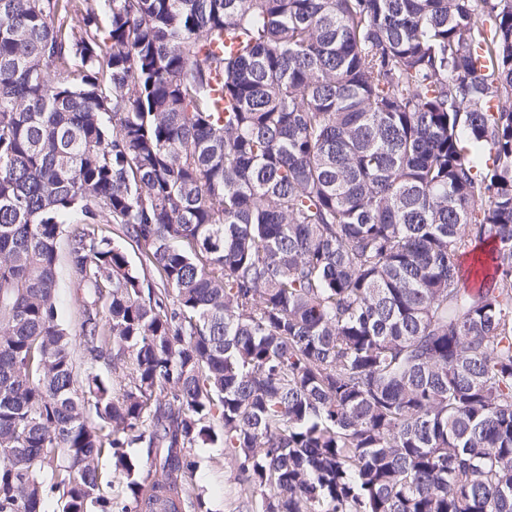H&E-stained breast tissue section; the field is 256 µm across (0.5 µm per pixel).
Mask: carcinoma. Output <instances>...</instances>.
<instances>
[{"mask_svg": "<svg viewBox=\"0 0 512 512\" xmlns=\"http://www.w3.org/2000/svg\"><path fill=\"white\" fill-rule=\"evenodd\" d=\"M511 99L512 0H0V512H204L210 446L512 512ZM58 276L60 288L57 292V300L62 312V319L72 332L77 329L78 311L81 307L83 294L69 284L66 275V253L61 243L58 253Z\"/></svg>", "mask_w": 512, "mask_h": 512, "instance_id": "cac0c4a2", "label": "carcinoma"}]
</instances>
